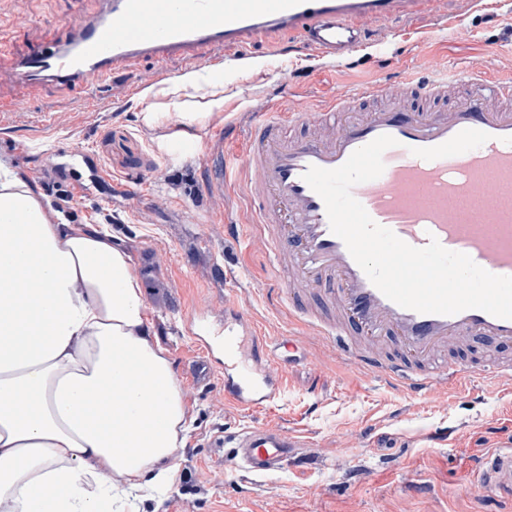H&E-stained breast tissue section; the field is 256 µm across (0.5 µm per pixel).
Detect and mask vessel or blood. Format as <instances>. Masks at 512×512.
<instances>
[{
  "label": "vessel or blood",
  "mask_w": 512,
  "mask_h": 512,
  "mask_svg": "<svg viewBox=\"0 0 512 512\" xmlns=\"http://www.w3.org/2000/svg\"><path fill=\"white\" fill-rule=\"evenodd\" d=\"M427 0H110L96 17L48 33L22 54L14 53L18 29L0 23V83L30 89L50 82L93 99L112 75L132 63L171 57L217 66L224 50L257 37L272 53L302 45L340 62L367 40L366 18L421 13ZM374 100L359 118L349 111ZM311 133L296 137L292 126ZM248 166L247 193L261 224L282 292L317 296L326 314L304 313L309 335L335 347L360 372L389 382L410 398L433 388L467 389L471 375L483 383L512 380V363L492 358L476 368L448 361V349L480 341L512 345V320L479 309L454 315L420 313L386 298L334 235L322 198L303 178L309 167L334 169L382 135L396 139L383 154L376 179L353 187L372 220L421 248L437 239L468 255L487 272L512 276V82L478 66L448 70L444 78L407 81L401 91L376 84L341 95L313 117L263 110ZM187 335L213 346L207 308L183 322ZM224 401L259 410L286 389L280 358L252 318L232 299L224 301ZM228 470L263 476L282 468L302 441L283 428L242 429L232 442L215 438ZM481 485L512 492V430L476 471Z\"/></svg>",
  "instance_id": "1"
}]
</instances>
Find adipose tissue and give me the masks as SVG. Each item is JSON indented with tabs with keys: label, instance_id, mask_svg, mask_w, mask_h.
I'll return each instance as SVG.
<instances>
[{
	"label": "adipose tissue",
	"instance_id": "ef3b65f1",
	"mask_svg": "<svg viewBox=\"0 0 512 512\" xmlns=\"http://www.w3.org/2000/svg\"><path fill=\"white\" fill-rule=\"evenodd\" d=\"M224 73L186 71L172 105L224 106ZM0 504L9 512H135L181 440L179 382L145 334L124 252L87 225L50 223L36 192L0 165ZM134 359L135 376L125 362ZM118 391L104 396L105 386ZM124 476V484L112 481Z\"/></svg>",
	"mask_w": 512,
	"mask_h": 512
}]
</instances>
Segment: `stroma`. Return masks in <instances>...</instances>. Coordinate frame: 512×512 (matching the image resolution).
Wrapping results in <instances>:
<instances>
[{
  "mask_svg": "<svg viewBox=\"0 0 512 512\" xmlns=\"http://www.w3.org/2000/svg\"><path fill=\"white\" fill-rule=\"evenodd\" d=\"M101 0H0V21L28 24L15 43L26 51L56 26L98 12ZM457 32L438 10L392 20L368 19L369 43L340 63L295 47L272 58L257 39L225 49V57L263 59L262 68L224 70V108L191 124L194 152L170 151L176 107L150 98L155 72L173 80L186 70L177 57L143 60L115 75L95 104L47 83L28 106L0 120V163L33 186L50 206L51 221L103 229L125 251L144 292L147 334L163 349L180 383L189 425L168 464L170 489L139 503V512H512V497L483 487L473 474L478 455L493 450L498 423L512 421V392L436 391L410 399L364 378L335 352L304 338L253 222L247 172L236 167L223 199L206 195L208 170L225 155L244 154L250 114L276 104L326 108L337 88L401 82L427 63H478L493 77H512V0H472ZM161 119L145 123L146 108ZM87 148L72 160L71 144ZM106 180L93 182V170ZM88 183L74 194L75 183ZM134 183L136 198L119 192ZM73 194L68 213L54 211ZM112 216L102 224L101 214ZM237 225V237L224 235ZM231 296L265 336H294L299 349L285 364L287 390L280 406L248 412L224 403V354L207 355L182 333L195 307H212L210 322L224 324L222 299ZM273 424L296 433L307 448L279 472L257 478L225 471L211 441L245 427Z\"/></svg>",
  "mask_w": 512,
  "mask_h": 512,
  "instance_id": "stroma-1",
  "label": "stroma"
}]
</instances>
